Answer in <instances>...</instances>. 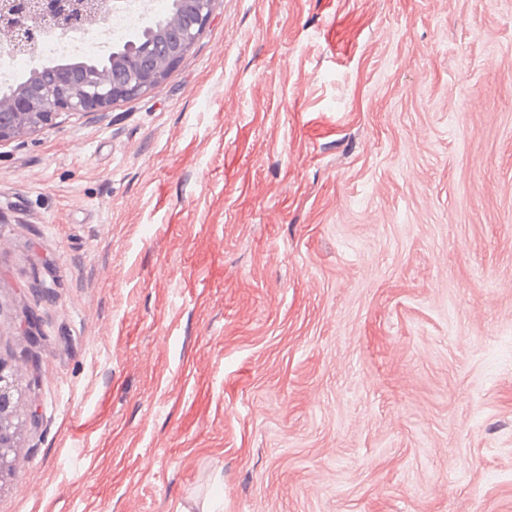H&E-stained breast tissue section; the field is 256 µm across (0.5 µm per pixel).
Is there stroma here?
<instances>
[{"instance_id":"obj_1","label":"stroma","mask_w":512,"mask_h":512,"mask_svg":"<svg viewBox=\"0 0 512 512\" xmlns=\"http://www.w3.org/2000/svg\"><path fill=\"white\" fill-rule=\"evenodd\" d=\"M28 314L0 512H512V0H216L0 142ZM215 0L177 1L184 4L194 22L179 25L180 36L169 45L166 55L150 67L140 61L150 55L157 41L165 40L173 25L167 23L147 33L132 52L112 54L113 67L122 73L113 77L107 70L95 71L81 80L59 73L52 86L38 92L19 88L0 97V142L26 137L50 124L58 112H89L139 97L159 87L183 60L204 32L213 15ZM136 48H139L136 50Z\"/></svg>"}]
</instances>
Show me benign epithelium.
<instances>
[{"instance_id": "obj_1", "label": "benign epithelium", "mask_w": 512, "mask_h": 512, "mask_svg": "<svg viewBox=\"0 0 512 512\" xmlns=\"http://www.w3.org/2000/svg\"><path fill=\"white\" fill-rule=\"evenodd\" d=\"M215 0H186L185 10H174L183 17L193 16L190 25L180 24V36L169 45L166 55L150 67L141 65L153 46L165 40L173 25L168 23L147 33L139 49L115 53L114 76L107 70L95 71L81 80L67 72L56 82L32 92L19 88L0 97V142L26 137L50 124L59 112H89L139 97L159 87L183 60L204 32L213 15ZM105 20L112 11V0H3L0 3V48L24 50L37 56L40 44L57 33L65 34L80 26L83 13ZM26 367L11 353L0 354V487L18 473L22 439L37 423L35 400L22 379Z\"/></svg>"}]
</instances>
